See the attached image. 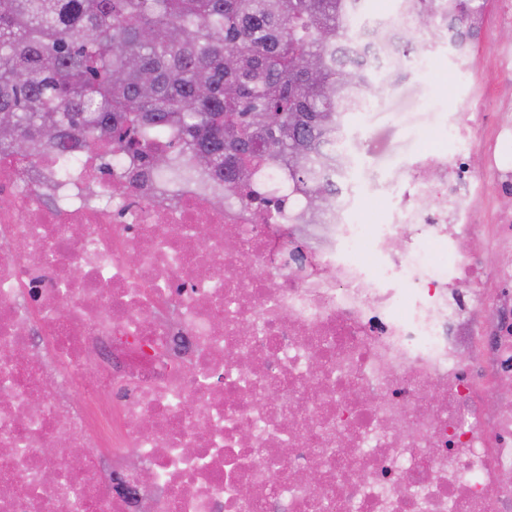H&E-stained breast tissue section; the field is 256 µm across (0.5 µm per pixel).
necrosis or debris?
Segmentation results:
<instances>
[{
	"label": "necrosis or debris",
	"instance_id": "necrosis-or-debris-1",
	"mask_svg": "<svg viewBox=\"0 0 512 512\" xmlns=\"http://www.w3.org/2000/svg\"><path fill=\"white\" fill-rule=\"evenodd\" d=\"M409 27L354 50L395 71ZM474 133L425 134L379 224L350 159L310 224L278 164L216 208L0 148V512H512V123L479 170Z\"/></svg>",
	"mask_w": 512,
	"mask_h": 512
}]
</instances>
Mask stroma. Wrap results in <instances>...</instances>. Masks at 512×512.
Listing matches in <instances>:
<instances>
[{
	"mask_svg": "<svg viewBox=\"0 0 512 512\" xmlns=\"http://www.w3.org/2000/svg\"><path fill=\"white\" fill-rule=\"evenodd\" d=\"M502 17L500 0H490L472 61H459L454 50L439 47L434 56L441 80L427 77L422 64H411L391 93L349 118L348 132L358 143L353 181L366 209L401 182L400 168L420 151L424 134H447L482 106L512 115V75L499 65L502 46H512V25Z\"/></svg>",
	"mask_w": 512,
	"mask_h": 512,
	"instance_id": "1",
	"label": "stroma"
}]
</instances>
